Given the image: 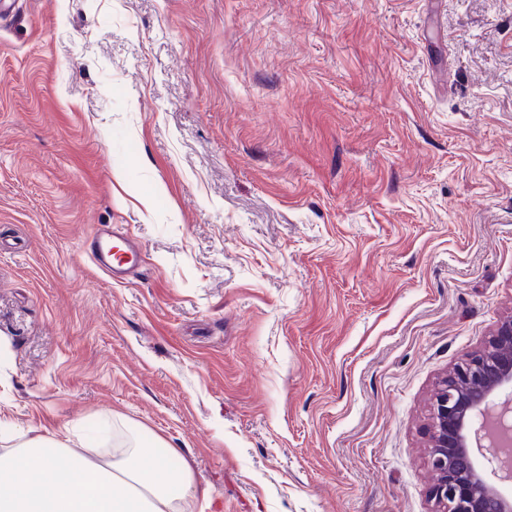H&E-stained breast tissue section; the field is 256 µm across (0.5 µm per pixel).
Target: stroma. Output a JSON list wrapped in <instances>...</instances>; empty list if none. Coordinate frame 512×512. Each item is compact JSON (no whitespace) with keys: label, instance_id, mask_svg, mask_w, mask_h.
Instances as JSON below:
<instances>
[{"label":"stroma","instance_id":"35a3bbf8","mask_svg":"<svg viewBox=\"0 0 512 512\" xmlns=\"http://www.w3.org/2000/svg\"><path fill=\"white\" fill-rule=\"evenodd\" d=\"M510 314L512 0L0 19V453L105 425L215 512H431L434 384ZM113 249L121 252L120 260L112 254ZM89 255L99 269L112 273L113 279L125 272L139 273L144 262L141 254L131 247L127 237L114 230L95 238Z\"/></svg>","mask_w":512,"mask_h":512}]
</instances>
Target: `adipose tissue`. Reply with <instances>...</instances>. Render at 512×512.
Instances as JSON below:
<instances>
[{
    "mask_svg": "<svg viewBox=\"0 0 512 512\" xmlns=\"http://www.w3.org/2000/svg\"><path fill=\"white\" fill-rule=\"evenodd\" d=\"M195 494L190 469L171 470L148 444L107 464L45 430L0 454V512H180Z\"/></svg>",
    "mask_w": 512,
    "mask_h": 512,
    "instance_id": "obj_1",
    "label": "adipose tissue"
}]
</instances>
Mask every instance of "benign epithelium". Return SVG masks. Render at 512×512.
Returning a JSON list of instances; mask_svg holds the SVG:
<instances>
[{"label": "benign epithelium", "mask_w": 512, "mask_h": 512, "mask_svg": "<svg viewBox=\"0 0 512 512\" xmlns=\"http://www.w3.org/2000/svg\"><path fill=\"white\" fill-rule=\"evenodd\" d=\"M512 387V315L501 320L490 349L461 361L435 389L427 425L434 512H512V497L487 482L471 451L472 423Z\"/></svg>", "instance_id": "benign-epithelium-1"}]
</instances>
